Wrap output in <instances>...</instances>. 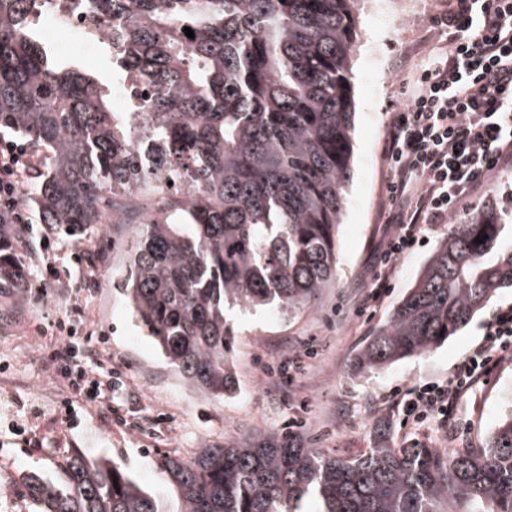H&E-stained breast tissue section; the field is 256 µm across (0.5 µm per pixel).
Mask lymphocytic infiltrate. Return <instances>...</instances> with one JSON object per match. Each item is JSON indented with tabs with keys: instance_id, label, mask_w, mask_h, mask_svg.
Segmentation results:
<instances>
[{
	"instance_id": "f902f5d3",
	"label": "lymphocytic infiltrate",
	"mask_w": 512,
	"mask_h": 512,
	"mask_svg": "<svg viewBox=\"0 0 512 512\" xmlns=\"http://www.w3.org/2000/svg\"><path fill=\"white\" fill-rule=\"evenodd\" d=\"M440 22L448 30V49L425 62L390 124L384 158L393 206L384 217V248L360 300L364 312L384 301L395 261L425 243L427 227L450 223L491 173L512 160V0H451ZM27 162L18 144L0 140V206L17 205ZM73 266L83 278H94V264L66 240L42 237V287ZM506 360L512 361V304L494 312L447 381L391 394L402 425L434 421L456 436L457 403ZM52 362L72 393L64 408H73L77 396L111 402L112 370L86 352L77 325L66 329Z\"/></svg>"
}]
</instances>
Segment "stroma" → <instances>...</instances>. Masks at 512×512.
Returning <instances> with one entry per match:
<instances>
[{"instance_id":"stroma-1","label":"stroma","mask_w":512,"mask_h":512,"mask_svg":"<svg viewBox=\"0 0 512 512\" xmlns=\"http://www.w3.org/2000/svg\"><path fill=\"white\" fill-rule=\"evenodd\" d=\"M384 2L360 0L356 10L352 179L336 238L334 285L324 289L313 309L293 317L273 307L232 314L234 393L219 400L186 384L133 320L122 290L135 237L132 225L111 223L102 233L74 241L77 251L93 253L94 281L74 276L40 295L39 262L32 259L27 288L0 292V512H34L22 491L23 471L39 469L60 478L76 452L111 458L166 512H178L176 494L161 468L168 455L187 458L197 448L242 435L291 431L310 447L343 457L368 451L380 432L395 448H478L512 408L510 361L459 402V433L452 441L434 425L423 432L402 427L397 413L383 403L392 388L446 379L495 308L512 302L511 288L495 293L467 327L434 351L374 373L354 368L359 349L389 319L447 233L440 225L429 230L423 247L397 260L382 306L371 316L358 315V300L385 236L384 149L391 120L407 100L402 79L444 47L443 31L434 20L448 10V0H412L408 20L398 24L382 16ZM490 204L512 211V161L496 169L460 209L455 224L468 223ZM76 305L81 308L77 314L72 311ZM67 320L86 333V348L111 352L123 383L111 408L81 411L75 424L57 407L63 393L51 370L57 324ZM297 355L300 372L292 384L281 383L275 366ZM30 405L40 406L42 415L17 431Z\"/></svg>"}]
</instances>
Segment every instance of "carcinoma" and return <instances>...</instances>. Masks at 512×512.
<instances>
[{"label": "carcinoma", "mask_w": 512, "mask_h": 512, "mask_svg": "<svg viewBox=\"0 0 512 512\" xmlns=\"http://www.w3.org/2000/svg\"><path fill=\"white\" fill-rule=\"evenodd\" d=\"M39 0H0V131L45 153L21 185L27 222L98 233L131 187L157 210L136 227L125 286L136 321L194 388L235 385L234 307L309 310L333 285L351 180L358 0H88L121 38L117 74L154 119L134 137L110 87L33 37ZM191 28L194 38L185 35ZM18 209L0 208V289L25 287ZM489 206L453 227L387 322L363 372L426 354L512 288V246ZM486 236L481 243L476 237ZM180 512H512V412L481 448H373L343 458L293 434L167 456ZM37 512H163L108 458L22 477Z\"/></svg>", "instance_id": "obj_1"}]
</instances>
